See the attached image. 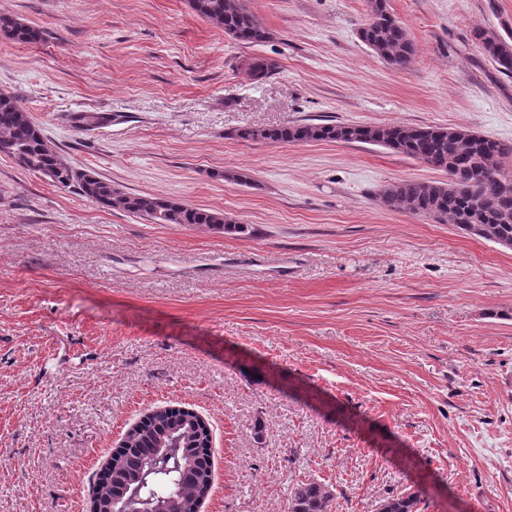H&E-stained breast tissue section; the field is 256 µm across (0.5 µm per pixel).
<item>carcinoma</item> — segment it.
Wrapping results in <instances>:
<instances>
[{
	"label": "carcinoma",
	"instance_id": "obj_1",
	"mask_svg": "<svg viewBox=\"0 0 512 512\" xmlns=\"http://www.w3.org/2000/svg\"><path fill=\"white\" fill-rule=\"evenodd\" d=\"M199 16L216 23L235 41L256 44L269 38L244 0H189ZM369 20L360 30L362 41L387 64L403 69L415 46L406 29L389 12L386 0H367ZM0 34L18 43L35 44L41 30L0 11ZM496 70L512 77V42L488 30L474 32ZM73 127L91 130L108 122L99 114L73 113ZM236 136L269 143L344 142L379 146L448 173V181L405 180L382 189L387 208L414 215L449 219L460 230L512 249V172L498 166V158L512 154V145L476 132L440 126H383L349 123L292 122L269 128H243ZM0 154L38 173L57 186L74 188L93 203L155 224H184L243 232L246 226L217 210L193 207L149 194L132 195L94 173L72 167L45 141L17 97L0 93ZM209 428L197 415L163 408L146 417L126 435L96 478L95 501L106 512H140L143 503L126 493L129 485L146 479L140 498L158 512H198L213 479L208 448ZM332 494L314 479L293 486L288 512H329ZM418 495L396 496L381 512H414Z\"/></svg>",
	"mask_w": 512,
	"mask_h": 512
}]
</instances>
